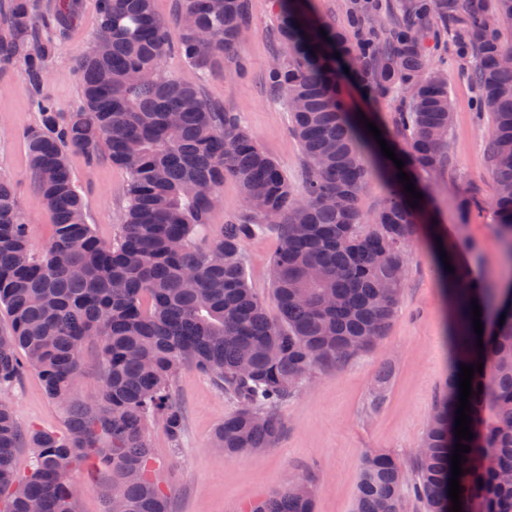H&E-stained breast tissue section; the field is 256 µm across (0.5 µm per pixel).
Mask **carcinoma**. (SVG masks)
I'll use <instances>...</instances> for the list:
<instances>
[{
  "label": "carcinoma",
  "mask_w": 512,
  "mask_h": 512,
  "mask_svg": "<svg viewBox=\"0 0 512 512\" xmlns=\"http://www.w3.org/2000/svg\"><path fill=\"white\" fill-rule=\"evenodd\" d=\"M180 2L173 32L154 0H99L101 53L81 56V104L60 112L44 95L45 63L69 30L68 0H0V69H24L40 114L22 137L55 225L52 242L35 248L15 190L0 177V307L10 319L0 334V385L33 367L48 397L66 409L61 433L23 430L0 403V512H29L32 504L77 512L72 474L81 467L108 474L112 501H103V512H171L152 475L146 428L159 417L179 441L183 418L170 383L180 366L211 375L240 403L213 438L232 458L273 447L284 431L277 409L301 385L376 345L405 286L409 250L436 217L423 177L447 162L453 112L448 83L425 51L431 33L452 35L459 53L475 59L468 77L494 118L487 160L512 262V45L502 40L503 29H512V0H495L491 11L482 0H404L401 20L384 32L369 23L378 0H352L347 29L322 18L313 0H275L283 55L268 81L288 102L306 161L300 192L233 113L162 68L176 50L203 75L222 58L242 72L248 0ZM346 74L373 102L403 92L393 130L381 129V137L423 194L416 206L394 162L345 103ZM72 152L91 165L104 155L127 174L125 223L110 244L86 221ZM226 176L248 211L226 219L213 241H200L197 229L208 223ZM373 177L387 198L367 217L359 199ZM273 214L275 319L247 284L243 255L244 240ZM446 252L455 280L448 380L412 469L389 454L365 456L355 512H403L408 483L424 512H451L460 365L478 363L474 438L461 440L471 447L460 477L462 512H512V278L474 288L463 258L474 255L472 245L454 239ZM89 343L99 348L102 388L78 401L72 390ZM21 448L32 450L23 473L15 467ZM249 512H314L313 487L300 479Z\"/></svg>",
  "instance_id": "cac0c4a2"
}]
</instances>
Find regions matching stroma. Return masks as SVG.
I'll return each mask as SVG.
<instances>
[{"label":"stroma","mask_w":512,"mask_h":512,"mask_svg":"<svg viewBox=\"0 0 512 512\" xmlns=\"http://www.w3.org/2000/svg\"><path fill=\"white\" fill-rule=\"evenodd\" d=\"M249 25L239 55L245 74L230 62L199 74L173 53L164 71L199 85L214 106L234 113L273 157L294 187H302L305 161L291 132L285 99L272 91L266 73L280 57L273 0H248ZM75 20L68 38L46 63L45 91L60 111L80 103L78 59L98 30L97 0H74ZM431 64L446 74L454 123L448 134L450 169L428 178L427 191L440 226L448 235L475 248L474 269L485 282L502 279L507 264L500 227L492 209L495 183L487 162L492 133L490 112L480 111L476 94L463 75L470 59L457 57L428 42ZM38 121L25 92V76L15 67L0 72V177L9 180L37 248L54 235L52 216L29 168L20 132ZM86 200L88 222L103 242H113L125 219L127 175L107 159L88 164L70 157ZM470 200L460 212V196ZM278 246L275 227L244 243L246 279L270 316L278 310L272 297L270 261ZM448 301L436 260L426 242L411 249L407 281L397 312L384 337L369 352L327 370L279 409L285 430L275 447L233 459L213 448L211 438L238 404L207 374L181 367L172 395L183 413L179 443H172L162 422L148 431L154 475L169 495L171 512H243L261 498L283 491L298 478L315 486V512H353L361 461L370 452L387 453L412 464L439 391L450 369ZM381 400H374V391ZM0 403L9 406L22 429L63 430L66 412L52 401L34 369L0 388Z\"/></svg>","instance_id":"35a3bbf8"}]
</instances>
